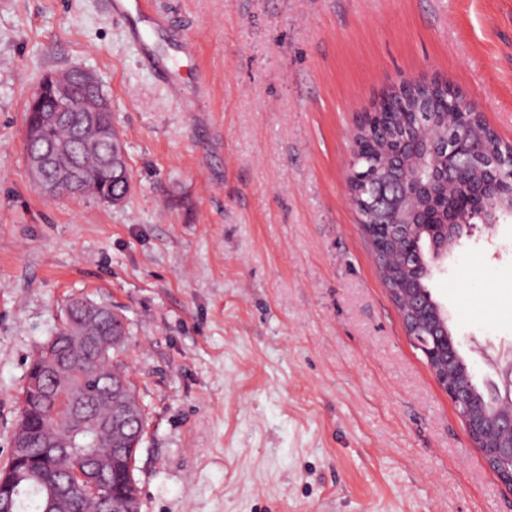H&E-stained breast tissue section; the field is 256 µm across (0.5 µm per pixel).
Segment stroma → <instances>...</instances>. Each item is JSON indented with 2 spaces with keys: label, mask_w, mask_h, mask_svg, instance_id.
<instances>
[{
  "label": "stroma",
  "mask_w": 512,
  "mask_h": 512,
  "mask_svg": "<svg viewBox=\"0 0 512 512\" xmlns=\"http://www.w3.org/2000/svg\"><path fill=\"white\" fill-rule=\"evenodd\" d=\"M0 0V464L27 369L83 297L127 327L140 512H512L408 335L349 203L351 137L437 76L512 142V0ZM94 72L131 190L50 199L25 149L46 74ZM478 387L512 353V219L427 282ZM106 4L111 16L129 22L127 35L129 41L135 46L141 45L144 41L145 33L138 26L137 22L130 23L134 18L133 14H136L139 18H146L156 26H160L163 23V17L161 15H148L145 13L143 0H107Z\"/></svg>",
  "instance_id": "stroma-1"
}]
</instances>
